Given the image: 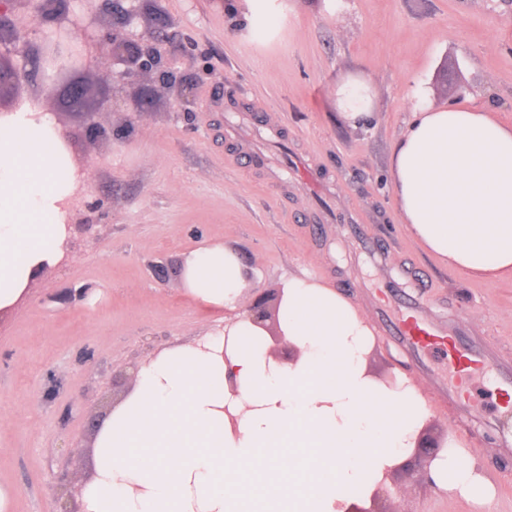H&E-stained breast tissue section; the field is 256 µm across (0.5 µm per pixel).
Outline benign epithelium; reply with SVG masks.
I'll list each match as a JSON object with an SVG mask.
<instances>
[{"label":"benign epithelium","mask_w":512,"mask_h":512,"mask_svg":"<svg viewBox=\"0 0 512 512\" xmlns=\"http://www.w3.org/2000/svg\"><path fill=\"white\" fill-rule=\"evenodd\" d=\"M149 21L147 35L137 33ZM164 22L158 0H98V7L83 15L71 14L70 0H0V98L6 90L26 86L34 102L64 98L80 103L88 94L81 74L88 47L94 45L112 65L117 84L155 74L171 93L170 108L181 112L185 89L159 70ZM431 460L417 448L399 468L425 474ZM56 500L58 512H84L70 505L63 478Z\"/></svg>","instance_id":"benign-epithelium-1"}]
</instances>
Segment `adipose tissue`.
Masks as SVG:
<instances>
[{
	"label": "adipose tissue",
	"instance_id": "ef3b65f1",
	"mask_svg": "<svg viewBox=\"0 0 512 512\" xmlns=\"http://www.w3.org/2000/svg\"><path fill=\"white\" fill-rule=\"evenodd\" d=\"M336 100L351 127L370 119L364 83L349 80ZM390 178L399 222L431 254L470 278L512 274V126L475 106L415 107ZM78 179L46 115L0 114V311L57 263ZM249 279L223 243L185 255L186 291L233 316L140 369L96 438L86 512H349L412 453L430 411L407 378L369 372L372 331L356 307L312 276L289 277L279 329L295 354L282 363L242 312ZM429 471L440 488L489 494L455 442Z\"/></svg>",
	"mask_w": 512,
	"mask_h": 512
}]
</instances>
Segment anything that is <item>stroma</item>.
<instances>
[{"instance_id": "obj_1", "label": "stroma", "mask_w": 512, "mask_h": 512, "mask_svg": "<svg viewBox=\"0 0 512 512\" xmlns=\"http://www.w3.org/2000/svg\"><path fill=\"white\" fill-rule=\"evenodd\" d=\"M161 6L172 21L162 63L187 83L188 113L170 111L163 90L153 111H136L137 82L114 86L102 56L87 71L82 105L44 108L101 209L70 210V223L86 218L93 230L76 229L67 264L0 314V512H56L62 477L83 490L96 469L88 418L110 417L136 367L223 330V313L201 310L181 286L184 255L205 240L234 248L250 267L248 297L266 303L279 361L294 354L276 334L281 291L306 273L370 323L398 283L412 282L434 324L512 362V275L448 270L399 224L390 192L392 147L417 103L475 104L512 124V0H275L263 29L248 0ZM350 79L372 93V117L359 129L336 104ZM92 122L102 130L95 140ZM309 164L323 172L321 192L303 179ZM347 224L367 225L386 245L387 267L360 254ZM151 260L165 264L164 278ZM85 285V300L55 302ZM368 369L417 383L430 411L424 433L455 438L493 489L480 504L396 472L379 500L384 512H512V414L484 376L465 385L459 427L434 401L448 371L433 351L411 355L378 335Z\"/></svg>"}]
</instances>
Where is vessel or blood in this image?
<instances>
[{"mask_svg":"<svg viewBox=\"0 0 512 512\" xmlns=\"http://www.w3.org/2000/svg\"><path fill=\"white\" fill-rule=\"evenodd\" d=\"M403 307L406 314L399 318L392 317L387 307L379 308L377 327L382 335L396 337L408 351L414 353L427 348L438 351L447 359L449 372L457 375L458 379H465L479 371L488 372L497 395L512 393V364L495 362L491 347L460 348L452 335L440 331L417 314L415 301L404 300Z\"/></svg>","mask_w":512,"mask_h":512,"instance_id":"obj_1","label":"vessel or blood"}]
</instances>
